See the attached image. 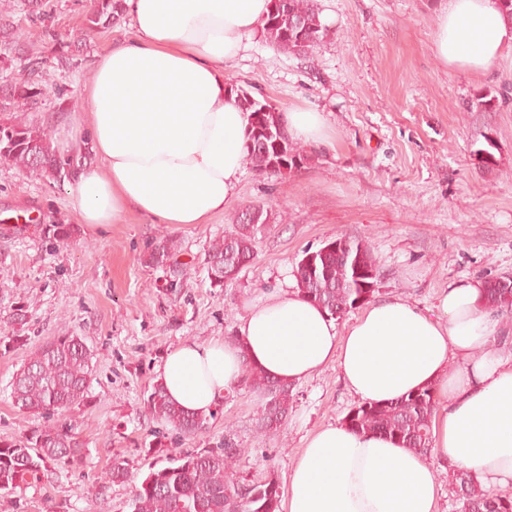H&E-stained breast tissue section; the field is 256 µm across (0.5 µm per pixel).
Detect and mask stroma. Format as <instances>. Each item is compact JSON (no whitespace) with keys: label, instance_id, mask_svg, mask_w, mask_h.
Instances as JSON below:
<instances>
[{"label":"stroma","instance_id":"1","mask_svg":"<svg viewBox=\"0 0 512 512\" xmlns=\"http://www.w3.org/2000/svg\"><path fill=\"white\" fill-rule=\"evenodd\" d=\"M439 0H317L332 34L305 58L268 45L261 32L224 65L230 83L281 111L320 113L327 139L304 142L309 159L278 177L245 169L237 199L206 224H154L136 214L77 242H48L49 224H71L66 185L27 177L0 163V334L22 309L25 347L0 355V440L32 435L49 422L70 424L86 448L82 462L49 467L0 512H130L136 485L152 466L233 441L246 453L236 477L275 475L286 483L305 439L344 421L359 401L335 367L297 383L294 405L274 436L258 435L260 397L225 393L206 428L187 437L161 426L146 400L165 355L186 340L230 336L247 303L276 288L296 289L306 250L340 237L365 242L380 266L379 298L433 309L450 283L512 276V53L489 71L445 65L434 50ZM91 0H50L33 21L23 0L0 15V83L26 79L39 59L48 92L27 118L47 127L56 152L88 150L69 127L100 55L129 37L128 17L91 31ZM24 29L25 39L15 37ZM271 204L256 256L237 277L211 285V243L248 204ZM178 246L170 272L147 262L162 237ZM83 337L94 352L86 404L48 418L13 408L5 387L31 347L50 336ZM129 482L103 487L113 456Z\"/></svg>","mask_w":512,"mask_h":512}]
</instances>
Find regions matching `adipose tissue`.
Wrapping results in <instances>:
<instances>
[{"instance_id":"adipose-tissue-1","label":"adipose tissue","mask_w":512,"mask_h":512,"mask_svg":"<svg viewBox=\"0 0 512 512\" xmlns=\"http://www.w3.org/2000/svg\"><path fill=\"white\" fill-rule=\"evenodd\" d=\"M132 37L112 43L84 86L75 121L98 157L74 173L78 223L98 229L135 213L156 224H204L237 197L248 115L224 64L262 24L268 0H122ZM448 66L488 70L512 50L498 0H445L434 38ZM443 318L400 298L368 305L345 331L297 292L250 304L235 340L187 341L159 379L171 401L209 413L237 386L243 361L298 383L336 367L361 401L433 386V448L489 484L512 481V358L490 346L500 319L484 284L449 285ZM433 466L388 436L339 423L312 434L294 461L285 512H437Z\"/></svg>"}]
</instances>
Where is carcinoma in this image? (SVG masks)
I'll return each mask as SVG.
<instances>
[{
    "instance_id": "obj_1",
    "label": "carcinoma",
    "mask_w": 512,
    "mask_h": 512,
    "mask_svg": "<svg viewBox=\"0 0 512 512\" xmlns=\"http://www.w3.org/2000/svg\"><path fill=\"white\" fill-rule=\"evenodd\" d=\"M289 17L305 26L304 39L288 29L280 14L268 12L262 24L265 40L276 50L295 57H306L330 37L331 30L320 16L314 0H284ZM121 0H96L87 16V28L105 29L122 17ZM241 109L248 113L249 124L244 144V161L259 175L278 176L290 172L308 160L303 148L290 135L280 140L266 131L285 127L282 113L266 100L234 89ZM44 94L42 85L25 80L0 91V112H9L19 104L34 102ZM51 135L43 127L20 117L0 124V161L12 163L27 175L40 178L51 174L57 179L70 177L86 159L83 154L62 158L52 149ZM251 214L253 223H243ZM270 206L254 204L237 217L233 230L211 244L207 272L211 283L224 285V269L245 267L254 257L257 234L269 224ZM76 234L71 224H51L48 238L64 243ZM173 241L159 240L151 250L148 263L163 267L172 257ZM297 291L317 304L332 318L340 319L358 308L357 301L368 303L377 292L380 271L368 246L361 240L338 238L315 250H307L296 263ZM485 299L489 307L512 310V280L501 285L495 279L485 281ZM27 338L19 330L0 336V352L21 348ZM93 350L80 336H53L30 350L10 384L12 406L22 413L53 415L83 405L89 395L94 365ZM240 384L261 396L256 412L257 432L262 436L278 430L292 409L294 384L266 375L250 362L244 363ZM437 407L433 387L427 386L387 403L364 402L345 418L355 431L379 433L396 439L424 457L432 453L431 424ZM147 408L154 419L183 434L206 428L216 411L190 413L165 393L161 381L152 385ZM246 449L227 441L224 447L186 453L174 463L150 469L131 500V512H281V486L273 476L260 481L234 477L236 462ZM86 449L65 424L47 425L32 436L0 440V498L15 493L22 484L37 483L48 466H72L83 460ZM130 478L127 460L112 459L104 474V483L123 484ZM461 491L460 512H512V498L485 493L476 476L468 471L452 473Z\"/></svg>"
}]
</instances>
